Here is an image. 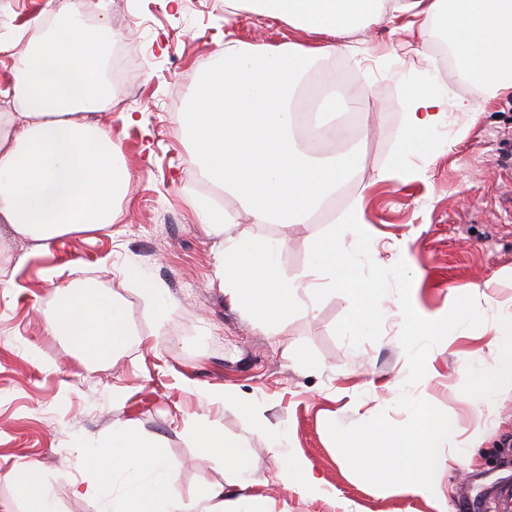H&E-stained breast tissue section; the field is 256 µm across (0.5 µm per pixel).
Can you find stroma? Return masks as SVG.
I'll return each instance as SVG.
<instances>
[{"label":"stroma","mask_w":512,"mask_h":512,"mask_svg":"<svg viewBox=\"0 0 512 512\" xmlns=\"http://www.w3.org/2000/svg\"><path fill=\"white\" fill-rule=\"evenodd\" d=\"M74 7L87 23L111 27L104 81H111L117 60L128 63L124 86L109 93L125 98L136 124L124 126L114 110L99 119L119 141L133 182L118 224L65 235L45 249L0 224V266L14 271L0 286V512H25L16 484L31 461L39 463L59 512H92L79 494L90 477L82 459L88 446L111 438L118 422L166 449L179 471L176 491L188 504L224 481L223 468L198 463L190 436L193 427L214 424L254 449L258 465L245 479L265 512H458L463 499L475 501L478 512H512V386L500 385L488 408L470 397L458 373L467 364L492 370L512 347V93L476 100L470 112L452 107L433 130L429 153L399 156L405 81L431 80L452 104L471 88L435 40L411 52L407 30L370 24L351 49L308 63L301 81L307 87L340 73L348 85L364 87L358 126L364 170L312 223L254 224L189 163L179 119L204 75L203 58L223 47L225 33L272 46L304 41V33L247 13L225 17L210 0H0V40L35 44ZM396 158L415 173L410 184L378 180ZM358 195L373 260L384 267L406 263L419 313L446 315L465 288L485 318L434 347L425 377L410 387L396 294L383 299L384 316L356 348L343 332L356 304L329 287L322 270L323 290L303 296L281 334L271 335L268 323L225 300L216 240L195 211L204 201L235 217L232 233L285 238L280 269L294 280L310 266L313 236ZM75 268L126 304L132 335L118 361L85 364L48 331L55 289ZM146 283L158 295H143ZM159 309L166 312L161 322ZM404 388L444 411L453 428L455 442L441 453L429 495L368 484L327 430L328 422L352 426L381 412L403 423L406 414L395 402ZM226 389L247 400L248 409L224 404ZM257 417L280 426L283 452L305 460L322 494L285 488L271 443L253 424ZM467 439L474 444L469 460L456 448Z\"/></svg>","instance_id":"obj_1"}]
</instances>
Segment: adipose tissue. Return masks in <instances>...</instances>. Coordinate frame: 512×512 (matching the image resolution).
I'll use <instances>...</instances> for the list:
<instances>
[{"instance_id": "adipose-tissue-1", "label": "adipose tissue", "mask_w": 512, "mask_h": 512, "mask_svg": "<svg viewBox=\"0 0 512 512\" xmlns=\"http://www.w3.org/2000/svg\"><path fill=\"white\" fill-rule=\"evenodd\" d=\"M245 6L318 38L277 47L225 40L180 122L200 175L232 194L256 224L310 223L361 169L358 145L314 152L295 133L299 107L356 112L358 96L301 89L300 75L307 58L335 52L381 14L416 19L423 40L442 24L472 88L471 97L457 100L458 111H471L474 99L512 91V0H224L228 14ZM104 33L70 11L64 25L20 54L10 85L0 88L13 105L0 113V222L42 248L60 236L116 223L115 203L133 180L110 128L96 119L109 104L100 64ZM404 96L400 151L428 152L430 131L446 117L445 99L428 82L407 85ZM197 217L218 241L219 286L232 306L275 325L298 309L300 294L316 291L314 282L283 277V241L231 234L232 216L206 203L198 204ZM311 268L329 269L332 287L354 298L349 334L368 335L384 312L379 288L360 276L335 235L314 239ZM56 294L48 328L85 362L109 359L125 345L131 329L122 300L80 278L58 286ZM192 437L198 462L222 466L225 474L193 509L176 496L178 470L164 448L126 423L113 426L111 439L87 454L94 478L83 497L93 512H256L239 481L257 463L251 449L229 441L218 427H198ZM18 492L27 512H57L39 464L26 468Z\"/></svg>"}]
</instances>
